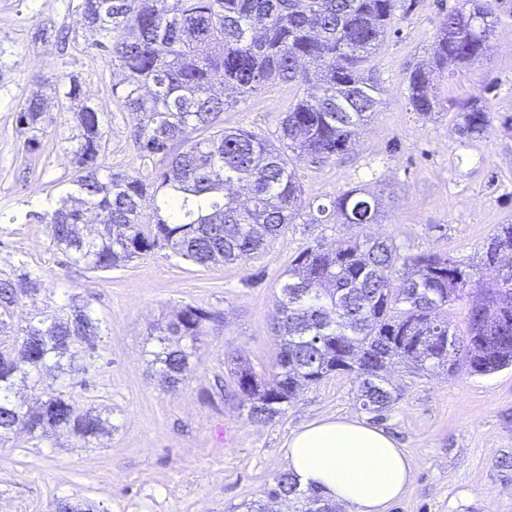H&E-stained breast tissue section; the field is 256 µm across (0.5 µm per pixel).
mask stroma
Segmentation results:
<instances>
[{
    "label": "stroma",
    "instance_id": "obj_1",
    "mask_svg": "<svg viewBox=\"0 0 512 512\" xmlns=\"http://www.w3.org/2000/svg\"><path fill=\"white\" fill-rule=\"evenodd\" d=\"M463 0H400L390 35L366 65L382 89L377 112L348 152L321 163L298 160L305 198L328 202L353 188L382 196L368 232L392 240L400 256L448 255L473 266L472 282L448 306L464 330L470 296L495 278L476 263L497 225L512 222V0H493L499 24L485 60L435 73L439 114L409 103L406 77L433 52L444 13ZM79 0H0V277L25 262L40 298L70 300L100 319L98 350L88 360L79 407L105 410L112 432L104 447L81 448L67 433L0 443V512H54L68 498L97 512H231L263 498L285 470L282 445L303 424L327 415L365 418L351 376L334 374L301 391L268 423L247 420L227 365L243 357L270 369L277 338L273 305L289 263L306 247H336L353 236L346 224H292L254 259L201 267L154 250L111 271L69 264L52 246L48 225L22 220L71 186L76 107L47 90L51 121L35 146L16 123L19 100L43 77L78 78L88 100L106 107L102 163L153 182L159 161L141 159L136 114L113 100L112 70L92 47ZM68 34L37 40L38 28ZM299 85L269 84L239 98L224 125L268 141ZM476 99L492 117L483 139L454 132L459 99ZM218 311L223 321L200 342L188 378L163 387L148 355L149 332L184 304ZM400 397L381 422L415 460L413 483L390 512H512V366L478 375L460 370L414 376L389 373Z\"/></svg>",
    "mask_w": 512,
    "mask_h": 512
}]
</instances>
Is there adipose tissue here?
<instances>
[{
	"label": "adipose tissue",
	"mask_w": 512,
	"mask_h": 512,
	"mask_svg": "<svg viewBox=\"0 0 512 512\" xmlns=\"http://www.w3.org/2000/svg\"><path fill=\"white\" fill-rule=\"evenodd\" d=\"M283 456L299 486L349 512H389L414 478L413 457L392 435L347 416H324L292 431Z\"/></svg>",
	"instance_id": "ef3b65f1"
}]
</instances>
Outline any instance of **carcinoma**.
Wrapping results in <instances>:
<instances>
[{"instance_id":"obj_1","label":"carcinoma","mask_w":512,"mask_h":512,"mask_svg":"<svg viewBox=\"0 0 512 512\" xmlns=\"http://www.w3.org/2000/svg\"><path fill=\"white\" fill-rule=\"evenodd\" d=\"M399 0H81L78 8L118 76L112 97L139 116L133 141L143 159L164 167L147 183L101 162L105 112L84 98L70 78L64 96L81 102L72 149L74 189L28 215L50 226L52 246L73 265L109 271L156 247L202 267L247 261L288 225L378 221L379 199L361 188L327 204L303 203L293 158L324 162L349 151L356 130L381 104V90L365 64L392 27ZM450 9L442 18L428 62L408 76L409 101L428 117L437 113L431 75L466 67L485 56L498 24L483 0ZM311 86L279 121L278 143L228 130L220 117L227 92L250 95L269 83ZM454 131L481 139L490 112L473 100L456 103ZM45 99L33 93L17 112L24 132L41 130ZM93 217L94 237L80 232ZM481 264L498 278L479 289L465 330L448 323L445 309L461 298L470 274L439 253L401 257L393 242L363 235L334 250L310 246L288 265L276 301L274 330L280 348L270 372L247 361L230 375L248 401L247 418L266 423L284 414L298 392L333 373L356 383L361 409L382 420L398 394L387 366L421 372L461 367L491 374L512 365V223L499 224L483 247ZM31 272L15 268L0 278V442L23 434L42 440L62 429L83 445L112 432L102 412L76 409V388H86L76 353L93 355L100 321L86 306L61 315L39 310L17 331L7 319L28 292ZM222 316L190 304L158 328L151 351L162 386L185 380L190 359L209 325ZM54 372L61 388L36 407L15 400V387ZM301 494L288 473L274 478L265 498L243 512H278V500ZM305 512H337L312 492Z\"/></svg>"}]
</instances>
